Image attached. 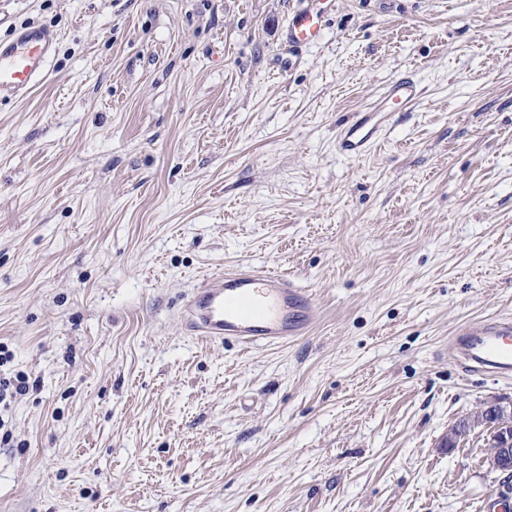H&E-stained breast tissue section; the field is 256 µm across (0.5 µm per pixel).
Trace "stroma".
<instances>
[{
	"label": "stroma",
	"mask_w": 512,
	"mask_h": 512,
	"mask_svg": "<svg viewBox=\"0 0 512 512\" xmlns=\"http://www.w3.org/2000/svg\"><path fill=\"white\" fill-rule=\"evenodd\" d=\"M0 0L57 35L0 101V512H494L486 435L512 401L448 338L512 316V0ZM423 89L362 157L340 123L398 72ZM308 290L283 347L180 322L206 276ZM299 8L294 11L287 28L288 42V64L291 63L290 55L302 45H308L317 42L322 34L320 17L318 12L305 6L308 1L319 0H300Z\"/></svg>",
	"instance_id": "1"
}]
</instances>
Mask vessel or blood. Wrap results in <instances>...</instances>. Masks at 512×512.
<instances>
[{
  "mask_svg": "<svg viewBox=\"0 0 512 512\" xmlns=\"http://www.w3.org/2000/svg\"><path fill=\"white\" fill-rule=\"evenodd\" d=\"M321 34L318 13L300 6L288 23V48L317 42ZM56 39L49 28L27 25L0 40V100L26 96L45 81ZM422 95L410 76L392 78L376 101L338 129L337 152L347 158L364 155L381 134L383 114L410 111ZM314 310L313 297L287 275L247 269L211 275L186 298L181 313L186 329L205 341L252 347L282 345L304 335ZM448 350L468 367L511 378L512 320L468 324L450 338Z\"/></svg>",
  "mask_w": 512,
  "mask_h": 512,
  "instance_id": "obj_1",
  "label": "vessel or blood"
}]
</instances>
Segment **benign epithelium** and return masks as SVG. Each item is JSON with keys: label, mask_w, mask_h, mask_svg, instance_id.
<instances>
[{"label": "benign epithelium", "mask_w": 512, "mask_h": 512, "mask_svg": "<svg viewBox=\"0 0 512 512\" xmlns=\"http://www.w3.org/2000/svg\"><path fill=\"white\" fill-rule=\"evenodd\" d=\"M481 428L489 433L488 463L500 472H512V403L487 402L461 419L448 431L446 442L453 447L468 432Z\"/></svg>", "instance_id": "benign-epithelium-1"}]
</instances>
